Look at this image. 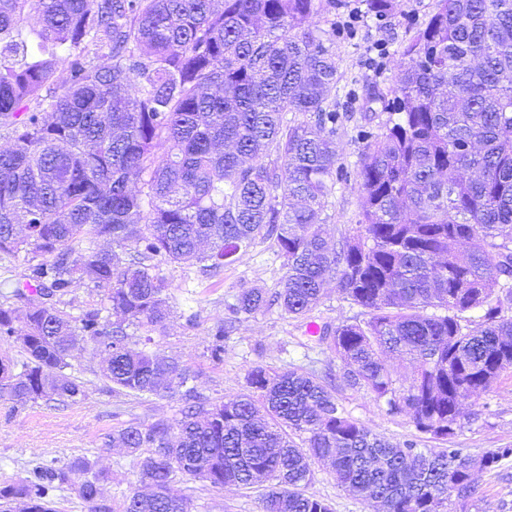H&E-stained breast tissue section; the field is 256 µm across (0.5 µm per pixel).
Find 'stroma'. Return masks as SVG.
Masks as SVG:
<instances>
[{
    "mask_svg": "<svg viewBox=\"0 0 512 512\" xmlns=\"http://www.w3.org/2000/svg\"><path fill=\"white\" fill-rule=\"evenodd\" d=\"M434 3L399 0L395 15L377 18L366 13L363 0H337L335 11L318 18L339 65L336 109L354 115L336 136V152L345 167L354 168L362 151L359 126L376 129L387 118L381 111L364 114L367 87L390 92L398 51L415 28L427 22ZM360 209L354 182L337 181L325 212L327 237L339 239L356 222ZM158 267L170 284L171 315L164 333L154 334L152 349L189 368L194 385L211 400L244 392L245 375L256 364L317 372L336 367L334 354L323 351L306 334L303 320L288 318L276 308L258 311L238 323L224 346L223 362L210 359L211 330L223 319L225 303L243 288L270 292L278 288L285 269L271 241H256L216 277L206 276L196 265L162 261ZM69 362V375L84 384L81 402L63 407L46 400L24 405L0 400V486L25 477L36 465L66 464L84 456L105 473L102 498L111 512H119L136 478L132 456L118 444L108 443V435L131 423L147 425L178 417L183 403L177 395L140 398L113 393L102 375L100 357L89 346L79 345ZM332 393L352 417L391 442L416 438L407 419L387 415L372 395L342 385L333 387ZM463 411L478 415L453 438L464 453L477 455L489 448L512 446V372L504 373L479 400L464 401ZM477 481L479 497L470 512H512V460L498 470L479 473ZM172 486L188 500L191 512H263L260 485L219 490L178 472ZM308 491L326 500L333 512H377L338 487L331 471L319 463Z\"/></svg>",
    "mask_w": 512,
    "mask_h": 512,
    "instance_id": "1",
    "label": "stroma"
}]
</instances>
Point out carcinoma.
Returning <instances> with one entry per match:
<instances>
[{
	"mask_svg": "<svg viewBox=\"0 0 512 512\" xmlns=\"http://www.w3.org/2000/svg\"><path fill=\"white\" fill-rule=\"evenodd\" d=\"M386 16L396 0H364ZM336 0H0V253L24 255L36 295L23 316L0 306V399L74 404L68 376L84 341L105 355L112 391L180 392L181 416L112 433L134 456L122 512H189L171 490L181 472L216 489L269 483L263 512H331L306 491L313 465L385 512H468L475 473L512 447L471 456L394 444L347 413L332 375L255 365L246 392L214 402L176 359L129 347V328L163 330L169 285L157 265L217 275L257 239L285 273L271 294L244 288L211 331L210 357L242 317L278 308L307 319L324 285L361 317L325 326L319 344L339 378L389 415L448 441L478 399L512 372V0H435L402 47L380 132L364 140L357 223L335 242L322 214L347 175L336 134V54L312 17ZM290 113L306 116L303 121ZM140 187L129 186L130 178ZM84 280L100 307L57 304ZM414 367L401 378L390 359ZM80 471L79 497L99 502L86 458L33 467L0 487V512H53Z\"/></svg>",
	"mask_w": 512,
	"mask_h": 512,
	"instance_id": "carcinoma-1",
	"label": "carcinoma"
}]
</instances>
